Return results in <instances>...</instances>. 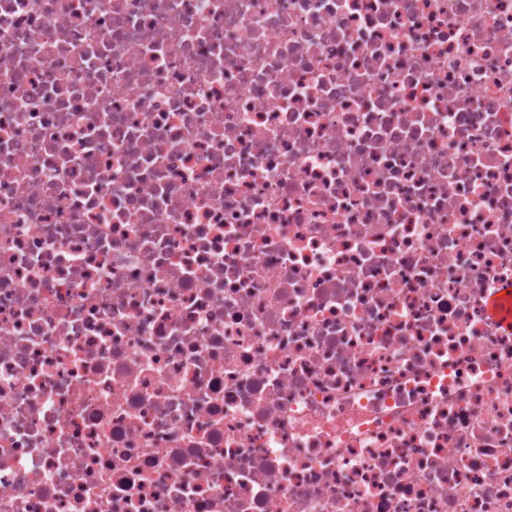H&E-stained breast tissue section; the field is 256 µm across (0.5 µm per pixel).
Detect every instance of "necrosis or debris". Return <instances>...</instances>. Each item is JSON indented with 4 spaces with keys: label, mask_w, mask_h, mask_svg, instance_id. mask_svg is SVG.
I'll return each instance as SVG.
<instances>
[{
    "label": "necrosis or debris",
    "mask_w": 512,
    "mask_h": 512,
    "mask_svg": "<svg viewBox=\"0 0 512 512\" xmlns=\"http://www.w3.org/2000/svg\"><path fill=\"white\" fill-rule=\"evenodd\" d=\"M512 0H0V512H512ZM490 316L503 326H512V289L504 288L488 299Z\"/></svg>",
    "instance_id": "1"
}]
</instances>
